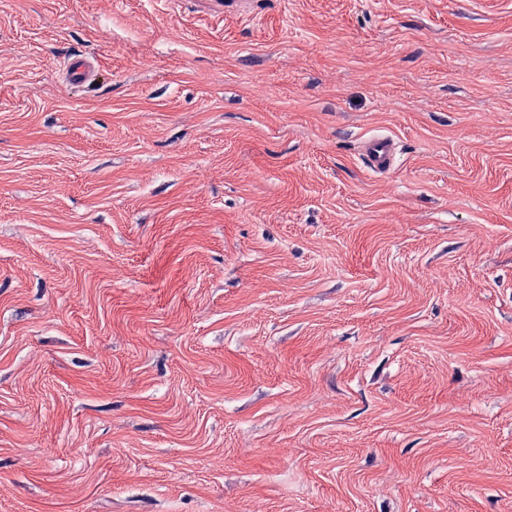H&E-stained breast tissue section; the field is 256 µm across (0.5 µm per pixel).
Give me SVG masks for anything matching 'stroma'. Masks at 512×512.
Returning <instances> with one entry per match:
<instances>
[{
	"label": "stroma",
	"mask_w": 512,
	"mask_h": 512,
	"mask_svg": "<svg viewBox=\"0 0 512 512\" xmlns=\"http://www.w3.org/2000/svg\"><path fill=\"white\" fill-rule=\"evenodd\" d=\"M0 512H512V0H0ZM97 69L91 60L82 57L72 61L67 69L66 80L69 82L90 84L96 79ZM364 164L373 173L385 174L393 167L396 155L394 140L385 135L368 137L362 142Z\"/></svg>",
	"instance_id": "stroma-1"
}]
</instances>
